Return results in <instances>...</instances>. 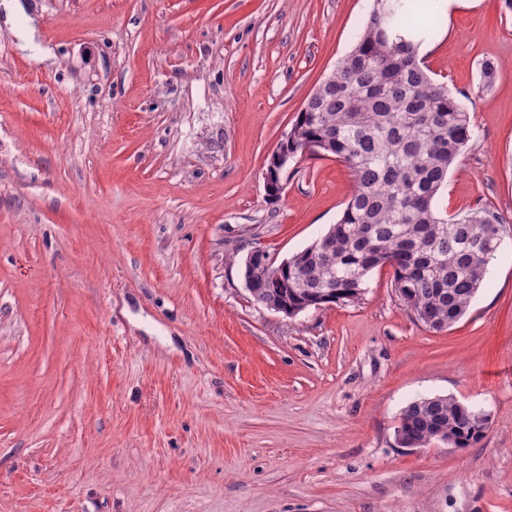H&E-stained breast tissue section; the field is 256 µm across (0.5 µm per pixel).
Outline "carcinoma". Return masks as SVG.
I'll list each match as a JSON object with an SVG mask.
<instances>
[{
  "mask_svg": "<svg viewBox=\"0 0 512 512\" xmlns=\"http://www.w3.org/2000/svg\"><path fill=\"white\" fill-rule=\"evenodd\" d=\"M439 26L434 0L373 4L336 80L313 93L280 148L331 155L347 166L354 190L339 221L293 254L273 288L262 260L252 290L265 307L352 303L367 276L397 255L395 291L426 327L442 331L476 299L504 233L499 215L476 209L444 217L434 206L448 170L472 139L468 112L421 66L422 40ZM488 418L447 397L410 402L398 432L414 448L438 433L456 448L484 437Z\"/></svg>",
  "mask_w": 512,
  "mask_h": 512,
  "instance_id": "carcinoma-1",
  "label": "carcinoma"
}]
</instances>
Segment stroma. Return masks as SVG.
Instances as JSON below:
<instances>
[{
  "label": "stroma",
  "instance_id": "stroma-1",
  "mask_svg": "<svg viewBox=\"0 0 512 512\" xmlns=\"http://www.w3.org/2000/svg\"><path fill=\"white\" fill-rule=\"evenodd\" d=\"M373 0H24L0 10V512H512V11L437 0L419 56L474 139L435 199L509 231L468 312L418 321L373 270L288 317L244 260L341 217L336 158L265 173ZM32 19L49 56L15 34ZM498 64L481 90L479 64ZM487 414L409 450L418 398Z\"/></svg>",
  "mask_w": 512,
  "mask_h": 512
}]
</instances>
